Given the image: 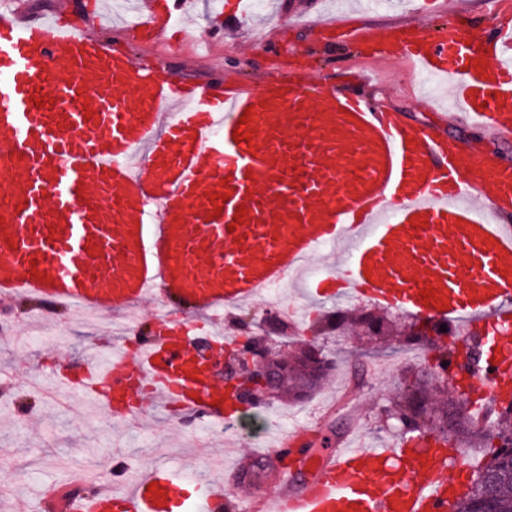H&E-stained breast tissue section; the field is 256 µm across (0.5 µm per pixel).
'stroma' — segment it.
Listing matches in <instances>:
<instances>
[{
    "instance_id": "1",
    "label": "stroma",
    "mask_w": 512,
    "mask_h": 512,
    "mask_svg": "<svg viewBox=\"0 0 512 512\" xmlns=\"http://www.w3.org/2000/svg\"><path fill=\"white\" fill-rule=\"evenodd\" d=\"M114 2L87 0L89 15L98 19L99 38L155 77H175L189 87L231 79L258 91L278 77L298 84L316 79L331 92L372 97L413 126L441 128L466 154L512 164V139L467 123L439 78L412 69L399 53L368 52L348 38L352 30L417 27L426 21L440 31L452 20L448 0H435L427 19L421 14L424 0H264L238 18L211 0H185L178 23L166 33L132 28ZM336 20L342 30L329 29ZM345 263L344 254L325 248L308 277L225 312V332H234L240 317L271 311L292 318L300 341L311 342L312 324L337 307L335 298L317 296L312 283L335 275ZM113 320L110 314L88 320L77 313L42 311L23 317L15 337L0 340V383H11L18 394L11 405H0V512H14L19 500L33 510L52 481L68 490L65 478L73 469L93 479L111 476L117 459L165 466L195 479L224 470L230 490H237L243 485L241 465L262 455L250 439L267 422L292 432L301 448L335 447L340 433L394 439L379 408L404 371L423 363L421 351L395 343L324 337V353L333 365L325 383L300 405L275 399L251 407L243 420L247 441L233 450L239 466L228 471L220 426L184 429L179 413L158 411L154 425L142 427L113 419L100 404L60 383L90 349L111 344Z\"/></svg>"
}]
</instances>
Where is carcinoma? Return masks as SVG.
<instances>
[{
	"label": "carcinoma",
	"mask_w": 512,
	"mask_h": 512,
	"mask_svg": "<svg viewBox=\"0 0 512 512\" xmlns=\"http://www.w3.org/2000/svg\"><path fill=\"white\" fill-rule=\"evenodd\" d=\"M252 327V323L239 320L243 341L235 344L234 354L261 342ZM356 330L379 340L393 339L401 346L420 347L425 339V331L400 330L386 315L356 314L341 308L326 315L316 326L319 335L344 336ZM314 352L321 354L323 348L309 344L287 360L277 357L285 369L279 394L302 402L320 388L331 366L320 374L310 371L305 359ZM381 415L409 439L427 432L444 445L455 438L467 448L484 449L482 456L472 460V485L452 503L451 512H512V400L503 403L487 398L475 402L454 381L422 368L403 375Z\"/></svg>",
	"instance_id": "1"
}]
</instances>
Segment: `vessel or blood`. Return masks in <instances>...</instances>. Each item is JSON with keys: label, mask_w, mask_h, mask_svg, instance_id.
Returning <instances> with one entry per match:
<instances>
[{"label": "vessel or blood", "mask_w": 512, "mask_h": 512, "mask_svg": "<svg viewBox=\"0 0 512 512\" xmlns=\"http://www.w3.org/2000/svg\"><path fill=\"white\" fill-rule=\"evenodd\" d=\"M412 40L382 34L374 49L447 82L477 126L512 137V28L475 43L461 26ZM484 47L494 80L474 94L467 62ZM144 102L132 111L125 90ZM180 110L164 112L171 101ZM251 137L238 142L234 130ZM0 296L27 291L67 309H132L147 295L181 318L84 363L70 385L115 418L177 408L189 423L239 434L244 402L212 362L225 336L213 318L297 275L325 245L345 244L337 298L392 305L479 334L478 364L449 358L448 375L512 398V225L470 205L482 186L512 198V168L468 158L439 131L406 125L372 98L320 84L263 91L184 89L160 80L90 33L0 11ZM244 216H237L238 208ZM431 290L428 302L420 293ZM209 316L208 323L197 320ZM277 491L238 512H448L459 472L442 449L349 443L296 456ZM223 483L138 469L126 490L100 486L64 512H222Z\"/></svg>", "instance_id": "obj_1"}]
</instances>
